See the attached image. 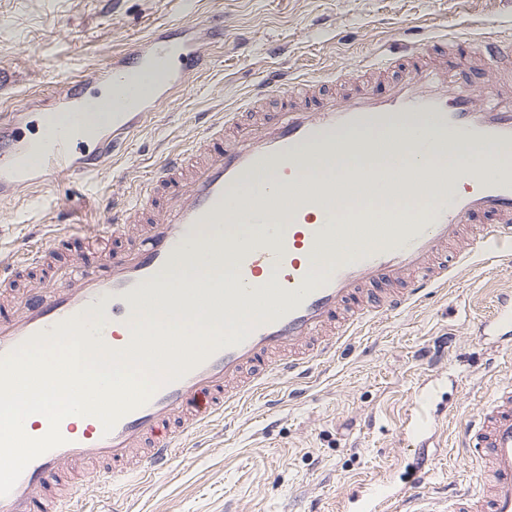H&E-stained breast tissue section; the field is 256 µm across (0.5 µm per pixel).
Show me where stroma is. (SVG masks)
Returning a JSON list of instances; mask_svg holds the SVG:
<instances>
[{
    "label": "stroma",
    "instance_id": "stroma-1",
    "mask_svg": "<svg viewBox=\"0 0 512 512\" xmlns=\"http://www.w3.org/2000/svg\"><path fill=\"white\" fill-rule=\"evenodd\" d=\"M466 21L487 33L511 26L512 0H0V114L31 106L29 139L65 86L152 28L219 22L226 33L207 70L108 164L0 199V264L23 243L66 239L74 218L105 223L113 197L139 201L170 149L236 111L268 73L351 77L367 56L402 55L411 26L438 37ZM510 289L512 256L468 260L447 287L344 336L311 365L302 396L273 378L201 428L168 470L88 485L87 512L113 500L130 512H366L378 482L388 512L415 496L444 502L472 485L464 427L512 382V344L482 329Z\"/></svg>",
    "mask_w": 512,
    "mask_h": 512
}]
</instances>
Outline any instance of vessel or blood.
<instances>
[{
  "label": "vessel or blood",
  "instance_id": "obj_1",
  "mask_svg": "<svg viewBox=\"0 0 512 512\" xmlns=\"http://www.w3.org/2000/svg\"><path fill=\"white\" fill-rule=\"evenodd\" d=\"M224 40L223 29L199 24L154 29L123 57L70 84L54 105L67 124L48 130L35 157L21 136L29 115L0 116V198L49 177L87 174L107 158L151 112L179 91L189 72L205 61L203 37ZM429 37H413L398 58L369 62L377 87L336 94L324 81H283L271 73L250 94L248 125L236 113L209 123L190 148L168 153L148 179L142 200L95 225L93 238H113L105 257L72 255L59 270L54 245H29L18 261L0 268V358L40 333L79 318L94 338L113 350L131 342L128 315L147 311L178 318L223 306L225 332L237 345L217 350L182 379L157 390L104 433L93 416L62 419L61 445L25 468L0 512H54L69 504L84 512L77 483L66 473L104 464L100 481L114 485L127 475L170 467L183 443L223 421L243 396L273 376L292 374L333 351L365 318L392 315L448 284L453 266L475 251L512 250V40L440 37L430 58ZM399 74H383L392 67ZM162 71L163 85L147 89L125 81L128 70ZM279 95L266 111L271 89ZM103 132L92 152L83 145L88 124ZM377 124L388 145L410 141L407 176L356 167L315 181L294 196L306 172L336 155L370 153L372 142L340 140V132ZM476 150L477 165L456 169L454 181L435 173L437 160ZM272 170L263 189L234 195L243 177ZM366 182L379 195L427 196L411 210L347 209V183ZM333 255L322 274L317 264ZM198 258L225 264L231 281L200 276L180 288L161 275ZM324 263V262H323ZM256 315L242 328L231 314ZM500 335H512V293L501 295L491 319ZM464 447L479 466L473 490L457 495L454 512H512V384L498 388L468 429Z\"/></svg>",
  "mask_w": 512,
  "mask_h": 512
}]
</instances>
